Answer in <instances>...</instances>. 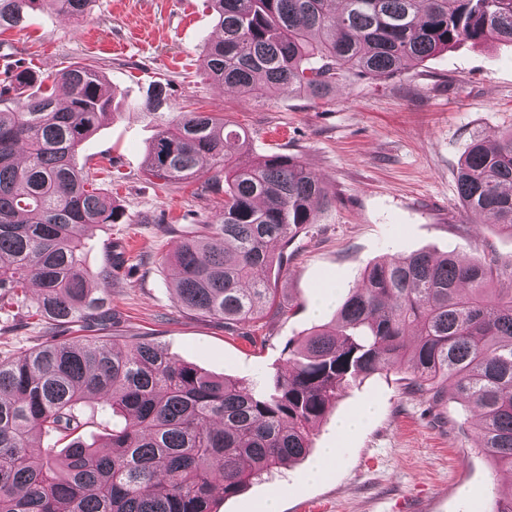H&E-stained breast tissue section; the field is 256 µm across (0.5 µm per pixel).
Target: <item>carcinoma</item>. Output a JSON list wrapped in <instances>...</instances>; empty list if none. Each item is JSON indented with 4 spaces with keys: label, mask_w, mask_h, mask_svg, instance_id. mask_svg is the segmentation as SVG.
Segmentation results:
<instances>
[{
    "label": "carcinoma",
    "mask_w": 512,
    "mask_h": 512,
    "mask_svg": "<svg viewBox=\"0 0 512 512\" xmlns=\"http://www.w3.org/2000/svg\"><path fill=\"white\" fill-rule=\"evenodd\" d=\"M93 0H0V34L34 12L77 19ZM221 36L202 64L216 83L259 99L282 89L327 98L342 70L390 77L463 42L512 44V0H209ZM18 69L0 98L36 92L0 110V310L26 308L62 334L105 329L112 305L81 267L82 234L112 224V201L77 168L75 155L109 115L112 87L87 64L53 81ZM167 85L140 102L156 124L149 174L174 185L204 173L220 212L201 223L173 260L178 306L230 328L275 308L272 246L316 223L333 196L293 158L243 160L247 134L210 112H177ZM465 211L512 234V132L473 142L461 161ZM512 259L417 251L368 264L336 317L288 347V368L268 388L217 377L139 338L48 341L0 361V512H216L253 480L306 455L312 426L347 388L403 373L405 388L452 382L474 412L480 451L512 472ZM39 292L28 299V285ZM102 398L126 419L102 447L77 438L57 452L31 450L42 432L67 437L80 405Z\"/></svg>",
    "instance_id": "carcinoma-1"
}]
</instances>
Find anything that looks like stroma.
I'll use <instances>...</instances> for the list:
<instances>
[{
	"instance_id": "obj_1",
	"label": "stroma",
	"mask_w": 512,
	"mask_h": 512,
	"mask_svg": "<svg viewBox=\"0 0 512 512\" xmlns=\"http://www.w3.org/2000/svg\"><path fill=\"white\" fill-rule=\"evenodd\" d=\"M218 28L208 0H95L80 18L41 13L0 35V57L40 75L71 63L94 65L118 106L80 147L75 162L95 176L118 210L115 223L83 237V270L96 278L109 250L122 252L106 285L116 333L156 341L176 359L264 388L285 370L288 341L333 313L316 312L323 291L341 301L360 285L366 264L427 249L460 259L512 258V235L466 214L457 174L473 140L512 131V46L462 44L392 78L343 72L328 98L278 92L257 101L214 83L202 49ZM168 85L173 107L224 116L249 136L251 155L287 154L335 195L291 240L271 276L281 315L237 324L182 311L175 300L174 253L199 221L214 214L206 177L167 188L145 171L156 127L134 109L147 88ZM51 334L21 309L0 310V361ZM369 409L353 435L337 419ZM479 426L460 412L451 386L439 405L408 392L397 373L346 389L311 435L302 459L239 495L217 498V512H258L280 496V512H489L512 478L479 453ZM340 450L330 476L306 477L322 449Z\"/></svg>"
}]
</instances>
